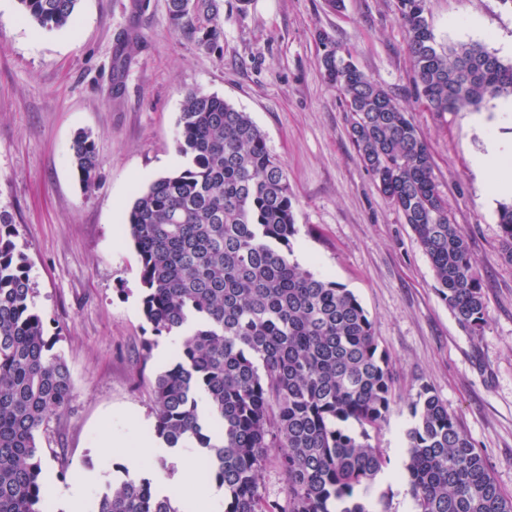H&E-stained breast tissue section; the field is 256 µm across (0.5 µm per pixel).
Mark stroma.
I'll use <instances>...</instances> for the list:
<instances>
[{
    "instance_id": "1",
    "label": "stroma",
    "mask_w": 512,
    "mask_h": 512,
    "mask_svg": "<svg viewBox=\"0 0 512 512\" xmlns=\"http://www.w3.org/2000/svg\"><path fill=\"white\" fill-rule=\"evenodd\" d=\"M222 0L224 37L197 46L169 23L164 0H80L73 24L47 30L0 0V212L30 264L33 301L73 380L68 409L39 441L45 478L77 490L80 512L111 491L126 451L154 426L151 386L169 367L141 312L138 260L124 218L136 191L187 164L177 150L186 94L217 95L250 115L282 162L294 195V259L352 292L391 358L396 403L376 442L393 478L392 512H411L402 479L410 403L434 389L512 497V264L499 256V201L473 160L491 136L512 138V98L437 114L417 101L397 0ZM439 44L479 43L512 58V6L427 0ZM410 109L434 175L476 259L487 305L469 335L436 292L431 263L389 206L347 134L350 115L320 65V34ZM99 166L83 185L72 164L79 133Z\"/></svg>"
}]
</instances>
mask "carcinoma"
<instances>
[{"mask_svg":"<svg viewBox=\"0 0 512 512\" xmlns=\"http://www.w3.org/2000/svg\"><path fill=\"white\" fill-rule=\"evenodd\" d=\"M41 28L72 23L79 0H19ZM170 24L206 48L223 36L219 0H165ZM417 99L433 112L480 109L512 96V62L481 44L437 46L426 0H399ZM327 81L351 112L350 141L388 204L428 256L436 291L458 324L480 333L487 306L467 238L448 217L425 139L409 112L350 53L329 41ZM178 151L188 165L134 199L126 217L138 257L142 313L154 336L188 320L174 364L152 384L155 436L205 452L224 512H391L359 491L386 460L372 434L394 405L389 356L356 296L292 258L293 196L281 161L248 113L193 91L182 104ZM79 178L98 168L94 140L72 144ZM500 258L512 264V202L499 204ZM0 213V512H44L38 433L73 392L33 303L26 255ZM406 480L413 512H512L481 453L424 386L410 404ZM280 449L283 501L259 492ZM91 512H185L148 478H126Z\"/></svg>","mask_w":512,"mask_h":512,"instance_id":"1","label":"carcinoma"}]
</instances>
